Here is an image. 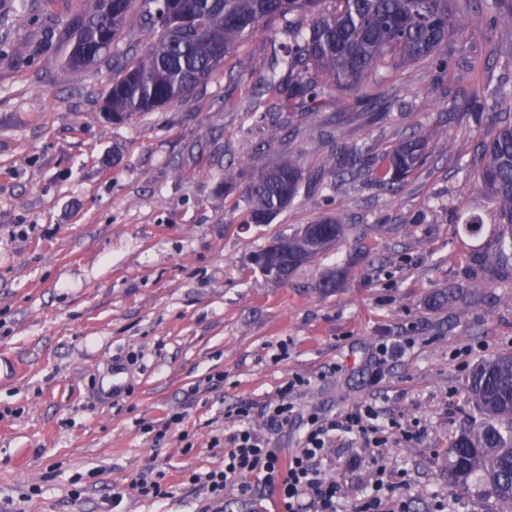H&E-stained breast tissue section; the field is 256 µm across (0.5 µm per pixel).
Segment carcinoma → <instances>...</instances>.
Returning a JSON list of instances; mask_svg holds the SVG:
<instances>
[{"mask_svg": "<svg viewBox=\"0 0 512 512\" xmlns=\"http://www.w3.org/2000/svg\"><path fill=\"white\" fill-rule=\"evenodd\" d=\"M493 23L512 25V2L478 0ZM154 34L141 50L115 42L131 22ZM285 21L288 44L269 68L258 75L264 92L282 109L319 101L326 86L342 94L357 93L380 64L423 60L440 77L451 63L440 52L453 31L448 0H91L69 26L70 43L82 42L92 59L84 68L104 63L112 67L105 108L112 122L123 123L142 112H153L181 100L209 80L224 56L259 29ZM112 36V50H99ZM512 93L499 85L484 89L478 107L494 114ZM340 167L339 177L357 166H368L371 178L398 192L427 158L428 138L420 133L400 142L378 164L367 165V148L327 134ZM479 178L497 206L501 226L498 261L512 260V121L500 118L482 149ZM304 170L300 159L282 156L264 168L242 190L247 224H269L299 193ZM339 212L318 221L316 233L303 229L279 239L261 253L288 266L289 273L326 253L345 236ZM469 391L487 416V424L467 430L448 450V479L454 486L477 472L488 480L487 494L512 507V352H502L473 370ZM508 422L507 430L497 422Z\"/></svg>", "mask_w": 512, "mask_h": 512, "instance_id": "obj_1", "label": "carcinoma"}]
</instances>
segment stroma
Here are the masks:
<instances>
[{
  "instance_id": "1",
  "label": "stroma",
  "mask_w": 512,
  "mask_h": 512,
  "mask_svg": "<svg viewBox=\"0 0 512 512\" xmlns=\"http://www.w3.org/2000/svg\"><path fill=\"white\" fill-rule=\"evenodd\" d=\"M450 7L460 25L441 47L454 63L443 85L427 62L386 66L369 89L379 108L331 90L268 124L245 121L257 97L237 78L270 58L266 31L181 101L115 124L101 115L111 68L64 64L79 0H43L0 28V504L35 487L22 512H108L117 492L122 512H198L186 476L223 466L232 411L300 376L270 447H301L310 414L372 402L391 424L384 462L408 481V512L439 499L499 512L481 477L449 485L446 457L486 422L468 395L473 368L512 351V268L464 275L495 254L499 227L478 178L492 121L461 105L475 60L484 85H512V26L490 28L471 0ZM328 130L377 159L416 131L431 142L393 195L332 178ZM288 153L305 169L296 199L272 223H244L240 186ZM337 210L351 230L333 251L288 281L262 275L253 259L273 240ZM386 336L408 347L379 365ZM361 446L337 433L325 464L347 471L350 499L375 478L347 468ZM148 468L165 472L167 499L130 490Z\"/></svg>"
}]
</instances>
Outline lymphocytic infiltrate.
Returning <instances> with one entry per match:
<instances>
[{
	"label": "lymphocytic infiltrate",
	"instance_id": "f902f5d3",
	"mask_svg": "<svg viewBox=\"0 0 512 512\" xmlns=\"http://www.w3.org/2000/svg\"><path fill=\"white\" fill-rule=\"evenodd\" d=\"M250 412L247 403L235 410L238 427L230 437L223 467L189 476V483L206 494L200 512H224L228 496L245 505L274 497L282 512H406L404 501L394 495L405 487V480L395 479L381 463L386 426L374 406L363 404L334 419H312L302 448L287 456L268 447L251 426ZM339 432L364 440L368 462L376 471L370 489L347 505L342 502L341 477L324 472L329 445Z\"/></svg>",
	"mask_w": 512,
	"mask_h": 512
}]
</instances>
